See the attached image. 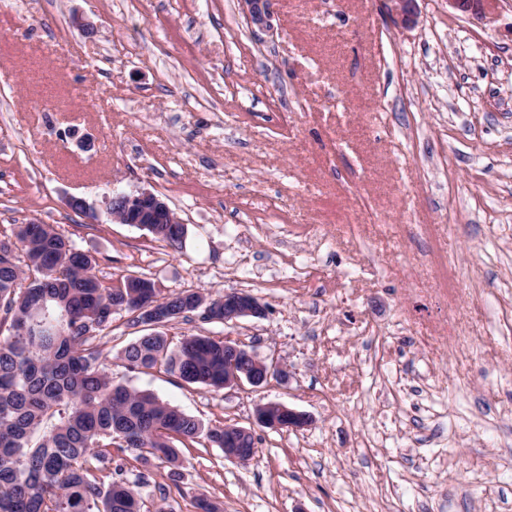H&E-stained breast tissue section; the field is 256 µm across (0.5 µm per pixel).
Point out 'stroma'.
<instances>
[{"instance_id": "stroma-1", "label": "stroma", "mask_w": 512, "mask_h": 512, "mask_svg": "<svg viewBox=\"0 0 512 512\" xmlns=\"http://www.w3.org/2000/svg\"><path fill=\"white\" fill-rule=\"evenodd\" d=\"M417 8L405 28L385 0H272L262 30L242 0H0V236L50 224L106 281L249 293L263 317L167 341L227 337L287 371L131 372L142 329L113 314L115 382L256 439L246 464L181 444L176 482L113 450L141 512H512V0ZM141 190L182 249L110 221L106 197ZM269 402L309 425L257 426Z\"/></svg>"}]
</instances>
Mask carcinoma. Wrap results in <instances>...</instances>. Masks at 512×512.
<instances>
[{
  "label": "carcinoma",
  "mask_w": 512,
  "mask_h": 512,
  "mask_svg": "<svg viewBox=\"0 0 512 512\" xmlns=\"http://www.w3.org/2000/svg\"><path fill=\"white\" fill-rule=\"evenodd\" d=\"M127 288L98 277L95 263L51 224H19L0 238V512H138L140 482H99L110 448L158 460L181 478L176 443L201 436L224 447L225 428H204L154 394L115 384L99 362L95 341ZM164 306L212 322L224 316L221 298L174 292ZM130 371L160 365L183 381L224 387V341L186 336L169 349L161 331L143 333L120 353Z\"/></svg>",
  "instance_id": "cac0c4a2"
}]
</instances>
